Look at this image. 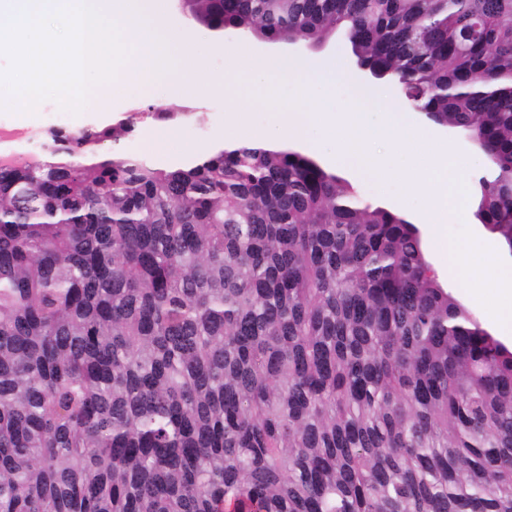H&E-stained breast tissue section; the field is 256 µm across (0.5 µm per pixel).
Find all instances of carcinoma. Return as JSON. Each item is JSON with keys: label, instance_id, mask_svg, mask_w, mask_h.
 Instances as JSON below:
<instances>
[{"label": "carcinoma", "instance_id": "carcinoma-1", "mask_svg": "<svg viewBox=\"0 0 512 512\" xmlns=\"http://www.w3.org/2000/svg\"><path fill=\"white\" fill-rule=\"evenodd\" d=\"M475 136L512 256V0H184ZM131 120L0 161V512H512V349L420 229L298 149L169 167ZM112 142V154L101 144ZM418 226L423 230L430 262L434 267H439L443 271V276L440 279L444 286L448 287L466 307L474 312L486 328L490 329L495 336L503 340L509 347H512V334L509 335V332H504L499 325L498 319L492 316L478 300H474L467 293L466 287L460 283L457 277L448 274V254L441 251L434 244L428 224H418Z\"/></svg>", "mask_w": 512, "mask_h": 512}]
</instances>
